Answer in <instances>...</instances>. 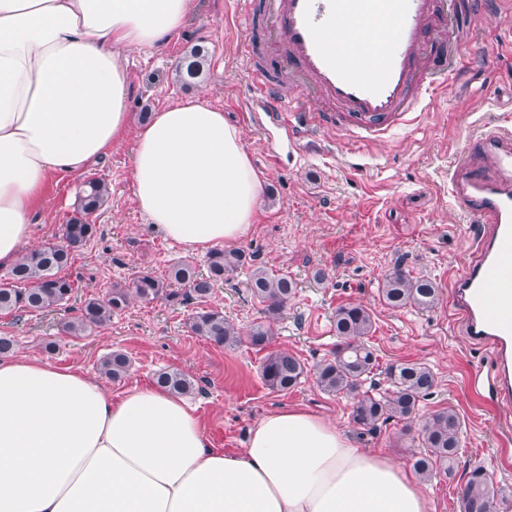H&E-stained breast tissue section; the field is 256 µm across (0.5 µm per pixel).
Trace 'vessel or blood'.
Wrapping results in <instances>:
<instances>
[{"label":"vessel or blood","mask_w":512,"mask_h":512,"mask_svg":"<svg viewBox=\"0 0 512 512\" xmlns=\"http://www.w3.org/2000/svg\"><path fill=\"white\" fill-rule=\"evenodd\" d=\"M265 16L288 82L251 80L248 110L261 127L291 130V112L307 97L376 138L444 93L463 62L457 0H266ZM351 19L382 29L362 64L338 38ZM443 32L449 52L438 56L433 46ZM448 192L480 226L448 293L464 334L493 357V375L473 373L470 389L485 402L512 400V132L470 138Z\"/></svg>","instance_id":"1"}]
</instances>
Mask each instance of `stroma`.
<instances>
[{"instance_id":"35a3bbf8","label":"stroma","mask_w":512,"mask_h":512,"mask_svg":"<svg viewBox=\"0 0 512 512\" xmlns=\"http://www.w3.org/2000/svg\"><path fill=\"white\" fill-rule=\"evenodd\" d=\"M463 9L467 60L447 93L405 126L369 139L344 127L339 113L318 121L306 101L296 134L287 139L254 125L246 110L249 79L239 54L244 22L237 0H197L164 49L130 54V124L123 141L84 174H54L44 186L34 233L38 246L61 236L76 214L85 179L98 177L110 187L108 201L91 218L95 238L61 271L74 284L69 308L0 314V335L14 338L16 354L94 375L104 356L125 352L132 360L129 373L107 384L115 394L153 383L159 370L182 371L201 388L191 402L212 446L227 452L243 448L249 428L268 412L300 404L336 424L355 447L382 451L408 470L407 450L417 445L422 423L450 406L461 419L455 472L422 484L434 512H459L461 489L477 466L512 493V403L486 406L472 399L469 377L489 370L491 358L463 336L448 312L449 278L477 232L448 196V173L469 136L489 127L512 130V0L495 14L473 12L470 0ZM195 45L205 50L204 71L185 85L177 69ZM198 94L241 129L252 164L265 179L253 231L238 249L297 285L288 307L272 321L253 298L245 270L218 284L207 304L223 310L245 336L270 323L268 347L246 340L232 348L215 344L189 328L196 304L162 300L134 304L87 335H65L61 325L75 308L114 284L146 271L167 278L171 266L185 259L205 271L206 254L184 252L148 227L132 198L130 172L139 126L170 102ZM398 263L436 284L431 309H392L380 301L378 289ZM319 270L324 280L316 279ZM347 303L371 309L375 331L368 343L380 367L411 361L434 370L437 385L411 419L369 431L353 423L351 398L327 394L313 379L287 392L262 380L268 351H288L309 367L326 357L337 342L335 311ZM49 342L55 345L50 352Z\"/></svg>"}]
</instances>
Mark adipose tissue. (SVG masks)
Returning <instances> with one entry per match:
<instances>
[{
    "mask_svg": "<svg viewBox=\"0 0 512 512\" xmlns=\"http://www.w3.org/2000/svg\"><path fill=\"white\" fill-rule=\"evenodd\" d=\"M196 0H0V268L34 231L49 175L79 174L129 125L127 54L161 49ZM131 192L170 243L203 252L252 232L264 179L241 130L202 97L155 112ZM0 512H432L388 455L301 406L213 448L194 407L154 385L0 359Z\"/></svg>",
    "mask_w": 512,
    "mask_h": 512,
    "instance_id": "ef3b65f1",
    "label": "adipose tissue"
}]
</instances>
